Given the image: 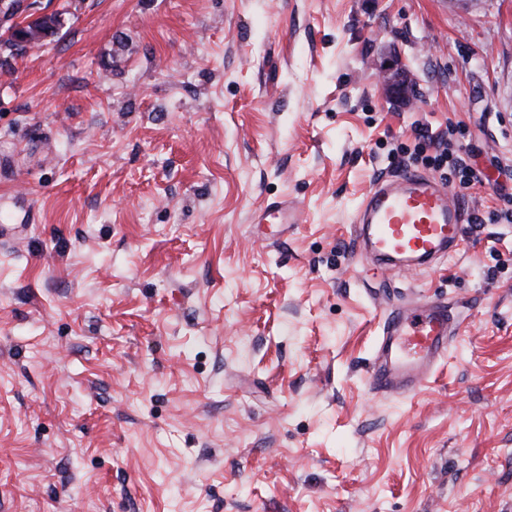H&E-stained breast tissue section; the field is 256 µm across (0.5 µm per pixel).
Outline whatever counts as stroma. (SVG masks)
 <instances>
[{"instance_id":"1","label":"stroma","mask_w":512,"mask_h":512,"mask_svg":"<svg viewBox=\"0 0 512 512\" xmlns=\"http://www.w3.org/2000/svg\"><path fill=\"white\" fill-rule=\"evenodd\" d=\"M21 4L61 24L0 51V512H512V0ZM427 125L486 177L463 247L354 263ZM429 297L447 358L373 394L381 306ZM382 91L390 98L406 101L412 96L408 70L397 57H385L377 64Z\"/></svg>"}]
</instances>
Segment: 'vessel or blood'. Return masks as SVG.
<instances>
[{"instance_id": "1", "label": "vessel or blood", "mask_w": 512, "mask_h": 512, "mask_svg": "<svg viewBox=\"0 0 512 512\" xmlns=\"http://www.w3.org/2000/svg\"><path fill=\"white\" fill-rule=\"evenodd\" d=\"M465 229V210L443 183L402 173L375 183L358 206L353 258L422 271L458 251ZM458 327L447 303L438 299L392 306L366 374L369 390L382 397L417 393L445 358Z\"/></svg>"}]
</instances>
